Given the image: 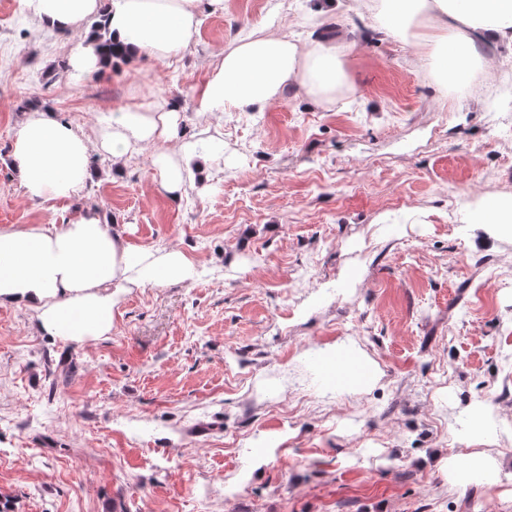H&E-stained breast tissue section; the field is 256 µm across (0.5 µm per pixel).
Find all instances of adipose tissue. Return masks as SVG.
Listing matches in <instances>:
<instances>
[{
    "label": "adipose tissue",
    "instance_id": "adipose-tissue-1",
    "mask_svg": "<svg viewBox=\"0 0 512 512\" xmlns=\"http://www.w3.org/2000/svg\"><path fill=\"white\" fill-rule=\"evenodd\" d=\"M40 26L66 33L95 17L103 39L125 59H167L188 44L201 0H25ZM377 22L392 32H411L420 48H439L437 72L444 82L463 83L487 71L479 44L512 48V0H389ZM345 82L339 51L316 40L307 46L272 34L252 33L225 49L211 66L197 98L201 113L261 111L299 85L313 96L335 93ZM182 120L177 108L147 102L113 112L96 137H88L49 109L33 110L19 126L12 163L32 199L66 200L91 179L92 153L113 160L152 149L163 190L181 197L194 182L195 153L171 154ZM195 269L178 250L156 255L130 246L119 225L86 208L63 227H0V304L30 309L41 334L83 344L109 336L121 296L134 288L187 282ZM330 380L365 388L379 379L376 367L352 351L337 352L325 367Z\"/></svg>",
    "mask_w": 512,
    "mask_h": 512
}]
</instances>
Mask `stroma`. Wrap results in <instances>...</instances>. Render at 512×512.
Instances as JSON below:
<instances>
[{
	"label": "stroma",
	"instance_id": "obj_1",
	"mask_svg": "<svg viewBox=\"0 0 512 512\" xmlns=\"http://www.w3.org/2000/svg\"><path fill=\"white\" fill-rule=\"evenodd\" d=\"M330 39L353 87L327 104L291 86L259 112H197L224 48L255 30ZM77 32L0 0V226H59L94 207L192 281L134 288L110 336H42L0 305V512H512V233L479 223L512 196V61L485 93L440 89L409 35L357 0H224L179 55L103 75L68 66ZM178 104L211 178L181 200L151 151L96 155L65 201L29 199L12 167L24 116L86 134L110 112ZM378 369L366 389L319 370L337 348ZM490 404L482 441L478 403ZM476 449L493 486L450 482Z\"/></svg>",
	"mask_w": 512,
	"mask_h": 512
}]
</instances>
